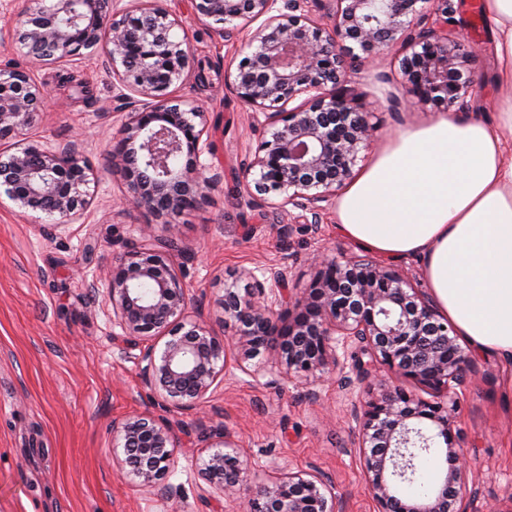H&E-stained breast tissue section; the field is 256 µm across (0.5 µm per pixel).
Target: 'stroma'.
Listing matches in <instances>:
<instances>
[{
	"instance_id": "1",
	"label": "stroma",
	"mask_w": 512,
	"mask_h": 512,
	"mask_svg": "<svg viewBox=\"0 0 512 512\" xmlns=\"http://www.w3.org/2000/svg\"><path fill=\"white\" fill-rule=\"evenodd\" d=\"M169 6L189 36L194 60L175 93L206 112L212 151L202 160L219 178L204 201L174 219L186 253L181 272L204 319L219 331L225 285L241 289L248 273L285 267L302 289L316 257L355 255L359 248L337 231L334 207L314 227L297 210L246 205L239 174L260 131L224 75L235 71L249 34L223 39L194 21L190 0H169ZM448 21L482 50L468 114L492 119L488 24L474 19L472 0H449ZM394 56L390 50L382 62L355 67L375 125L372 144L359 153L361 168L388 138L439 116L430 107L391 102L399 78ZM0 68L26 71L49 94L47 110L26 137L53 147L76 144L95 176L92 204L60 227L0 202V512H213L197 461L207 456L206 437L218 427L251 462L257 488L290 471L315 470L342 512H375L336 376L311 386H268L237 370L218 380L192 413L157 405L139 378L134 352L118 348L111 305L87 287L98 271L138 246L142 230L166 232L153 213L125 203L127 187L106 165L132 106L101 51L36 64L11 40H0ZM145 412L167 418L181 448L178 467L148 492L113 469L111 453L113 422ZM455 421L465 439L475 512H512V370L478 358Z\"/></svg>"
}]
</instances>
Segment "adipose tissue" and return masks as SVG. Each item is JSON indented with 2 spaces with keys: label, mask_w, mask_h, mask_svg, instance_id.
I'll list each match as a JSON object with an SVG mask.
<instances>
[{
  "label": "adipose tissue",
  "mask_w": 512,
  "mask_h": 512,
  "mask_svg": "<svg viewBox=\"0 0 512 512\" xmlns=\"http://www.w3.org/2000/svg\"><path fill=\"white\" fill-rule=\"evenodd\" d=\"M493 122L440 117L393 135L337 196L336 225L385 258L416 257L457 336L512 360V0H481Z\"/></svg>",
  "instance_id": "ef3b65f1"
}]
</instances>
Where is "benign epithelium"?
<instances>
[{
	"label": "benign epithelium",
	"mask_w": 512,
	"mask_h": 512,
	"mask_svg": "<svg viewBox=\"0 0 512 512\" xmlns=\"http://www.w3.org/2000/svg\"><path fill=\"white\" fill-rule=\"evenodd\" d=\"M117 2L25 0L16 13L19 48L45 63L106 53L120 87L142 97L117 131L108 166L126 183L130 204L174 217L218 187L201 162L209 149L205 114L170 92L191 72L188 38L175 37L178 23L167 0L139 9ZM323 2L332 20L326 27L307 17L305 0H191L194 17L222 25L226 40L234 36L229 24L262 20L236 71L224 75L264 129L241 172L245 196L252 205L298 209L313 224L354 179L358 153L374 137L347 59L369 61L397 49L406 105L462 109L477 62L476 51L448 24V0ZM47 98L28 73L0 71V142L14 140L13 152H0V196L24 212L65 220L90 204L92 169L73 147L48 149L23 138ZM182 257L175 225L164 237L144 231L138 249L88 283L104 286L112 326L139 350V375L161 401L193 410L231 368L273 382L334 370L353 397L349 416L376 512H469L453 407L476 365L432 298L372 259H321L299 293L285 269L263 280L250 275L252 288L243 293L225 287L224 327L232 331L226 339L191 318L195 301L177 273ZM284 304L282 316L275 307ZM213 436L218 442L200 471L219 500H241L246 512H340L318 474L290 472L253 490L248 461L228 451L222 430ZM439 442L449 464L441 487L423 500L406 498L401 485L413 481L415 459ZM180 453L164 419L141 415L112 424V466L141 488L164 479Z\"/></svg>",
	"instance_id": "benign-epithelium-1"
}]
</instances>
